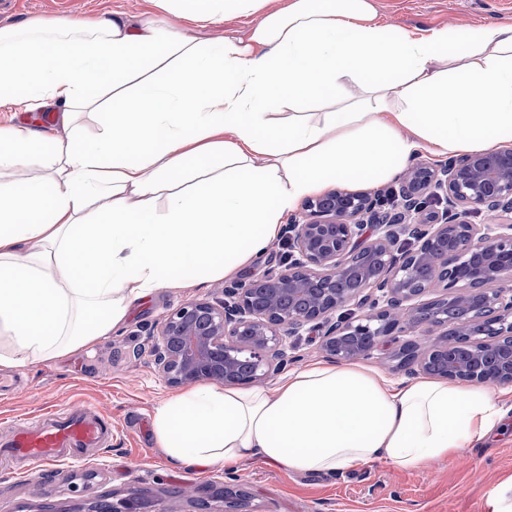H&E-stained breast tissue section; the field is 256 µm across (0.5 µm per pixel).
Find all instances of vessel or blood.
Here are the masks:
<instances>
[{
	"mask_svg": "<svg viewBox=\"0 0 512 512\" xmlns=\"http://www.w3.org/2000/svg\"><path fill=\"white\" fill-rule=\"evenodd\" d=\"M111 438V422L92 407L53 410L41 422L19 426L0 441V461L17 462L34 470L80 459Z\"/></svg>",
	"mask_w": 512,
	"mask_h": 512,
	"instance_id": "vessel-or-blood-1",
	"label": "vessel or blood"
}]
</instances>
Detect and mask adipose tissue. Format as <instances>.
I'll return each mask as SVG.
<instances>
[{
  "label": "adipose tissue",
  "mask_w": 512,
  "mask_h": 512,
  "mask_svg": "<svg viewBox=\"0 0 512 512\" xmlns=\"http://www.w3.org/2000/svg\"><path fill=\"white\" fill-rule=\"evenodd\" d=\"M122 15L0 30V112L59 109L63 137L0 125V367L111 335L160 288L249 266L302 200L374 185L419 153L512 147V23L405 31L373 0H152ZM250 17L246 37L191 34ZM360 96L337 100L346 81ZM103 132L84 139V110ZM223 165L214 171L212 158ZM512 415V389L312 361L271 386L197 384L157 407L175 466L261 459L297 473L465 457Z\"/></svg>",
  "instance_id": "adipose-tissue-1"
}]
</instances>
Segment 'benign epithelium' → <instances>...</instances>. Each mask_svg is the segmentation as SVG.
<instances>
[{
  "label": "benign epithelium",
  "instance_id": "obj_1",
  "mask_svg": "<svg viewBox=\"0 0 512 512\" xmlns=\"http://www.w3.org/2000/svg\"><path fill=\"white\" fill-rule=\"evenodd\" d=\"M390 196L389 207L341 189L306 199L287 227L288 262L167 316L160 373L172 385L249 384L284 365L288 337L316 332L337 361L392 347L408 374L511 385L512 149L418 163ZM482 211L501 220H468ZM223 498L224 512H245L243 492ZM89 512L172 510L131 497Z\"/></svg>",
  "mask_w": 512,
  "mask_h": 512
}]
</instances>
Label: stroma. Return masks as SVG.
Here are the masks:
<instances>
[{"label": "stroma", "instance_id": "obj_1", "mask_svg": "<svg viewBox=\"0 0 512 512\" xmlns=\"http://www.w3.org/2000/svg\"><path fill=\"white\" fill-rule=\"evenodd\" d=\"M376 6L404 30L512 21V0H376ZM97 13L138 20L157 10L150 0H0V29ZM223 287L215 280L158 289L94 345L21 369H0L1 377L20 380L15 390L0 391V430L61 406H96L114 424L111 445L84 460L34 475L0 467V512H87L92 502L114 496L166 498L175 512H194L192 503L169 498L180 487L196 490L210 512H224L219 492L226 485L246 492L249 512H485L488 497L512 477V421L471 449L463 463H442L431 475L380 462L323 475L291 473L259 460L231 474L220 463L170 466L156 446L153 417L179 389L154 364V334L172 309L192 300L219 302Z\"/></svg>", "mask_w": 512, "mask_h": 512}]
</instances>
